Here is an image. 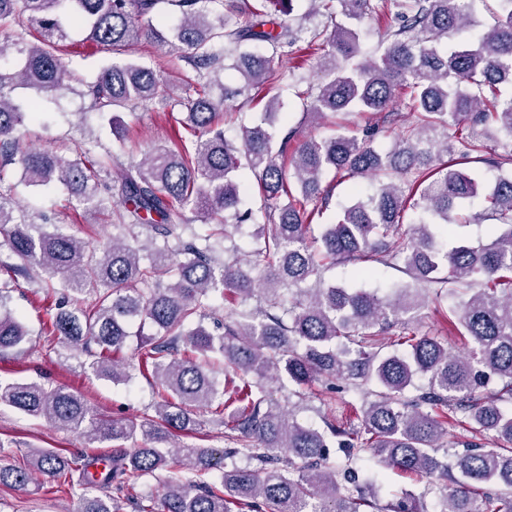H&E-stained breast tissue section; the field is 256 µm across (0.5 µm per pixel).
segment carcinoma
Returning a JSON list of instances; mask_svg holds the SVG:
<instances>
[{
	"instance_id": "obj_1",
	"label": "carcinoma",
	"mask_w": 512,
	"mask_h": 512,
	"mask_svg": "<svg viewBox=\"0 0 512 512\" xmlns=\"http://www.w3.org/2000/svg\"><path fill=\"white\" fill-rule=\"evenodd\" d=\"M214 2L0 0V36L22 55L17 69L0 70V164L20 166L29 186L63 183L90 214L108 211L112 191L102 181L118 158L32 151L15 137L39 111L15 103L12 90H71L57 55L68 37L62 18L114 54L156 39L193 70L163 81L128 58L85 85L82 96L102 114L187 92L190 146H157L123 169L112 240L101 251L18 215L12 191L0 190V236L15 259L0 260V272H41L67 297L92 298L73 311L56 302L47 332L81 350V367L98 377L119 383L139 374L161 389L152 412L131 420L105 416L64 387L1 380L0 406L76 431L90 445L110 442L113 452L68 457L33 448L25 464L0 466V485L48 476L56 491L78 496L79 512H426L408 493L380 504L354 467L366 454L438 487L440 512H512V175L488 186L462 170L512 161V94L499 88L512 85V0H495L492 24L463 46L452 38L471 25L464 0H304V13L277 31L273 15L292 14L294 0H224V14L213 19ZM390 2L401 22L386 29L380 53L368 54L360 24L381 18ZM314 16L324 22L308 25ZM34 31L37 44L28 42ZM312 56L322 77L298 94L307 114L323 121L334 112H382L394 125L399 113L390 108L404 101L417 112L415 125L399 130L388 150L372 133L297 141L293 129L274 130L286 117L273 96L265 125L242 127L238 145L225 137L224 102L269 86L275 61ZM227 60L243 82L216 100L211 75ZM245 169L262 194L256 209L241 191ZM329 172L353 182L354 199L315 236L313 221L329 207ZM363 181L370 192L359 189ZM477 200L481 211L468 214ZM410 210L417 218L406 224ZM190 212L206 234L194 230ZM476 219L493 221L489 244L447 245L449 226ZM248 222L256 225L252 247H227ZM137 227L163 239L147 266L140 251L149 243H139ZM222 252L233 260L218 262ZM338 262L399 265L418 287L381 297L326 283L321 270ZM215 297L241 309L220 318ZM428 300L458 314L468 352L415 328L412 315ZM8 303L0 287V354L22 353L29 332ZM396 346L407 351H387ZM213 358L224 362L223 387L208 369ZM283 372L300 399L299 388L316 382L329 392L338 382L352 391L373 385L374 399L363 401L360 425L326 418L318 429L273 398L268 382ZM418 379L425 386L406 396ZM213 405L232 443L224 457L246 461L223 469L219 488L209 482L215 449L174 440L176 432L199 433L197 410ZM450 420L476 425L490 444L466 441L452 464L440 461ZM139 440L143 446L126 447ZM334 444L345 453L341 463ZM450 467L459 473L451 487ZM164 471L172 473L164 494L144 504L136 486Z\"/></svg>"
}]
</instances>
